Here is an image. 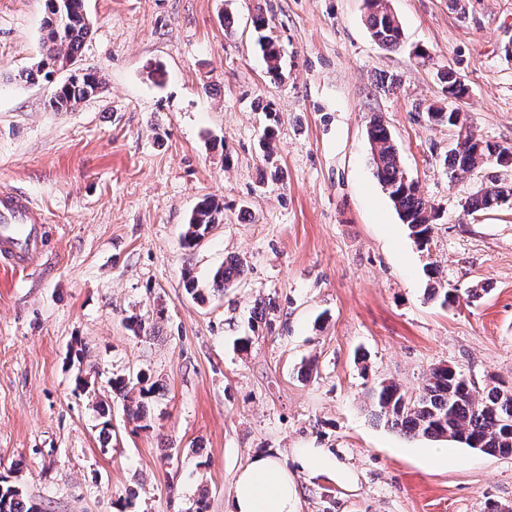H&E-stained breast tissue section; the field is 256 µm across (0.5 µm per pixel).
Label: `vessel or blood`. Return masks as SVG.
Here are the masks:
<instances>
[{
	"label": "vessel or blood",
	"instance_id": "b4317fda",
	"mask_svg": "<svg viewBox=\"0 0 512 512\" xmlns=\"http://www.w3.org/2000/svg\"><path fill=\"white\" fill-rule=\"evenodd\" d=\"M49 228L30 199L9 188L0 189V264L27 269L40 252Z\"/></svg>",
	"mask_w": 512,
	"mask_h": 512
}]
</instances>
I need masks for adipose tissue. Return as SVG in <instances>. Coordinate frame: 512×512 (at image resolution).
I'll list each match as a JSON object with an SVG mask.
<instances>
[{
  "label": "adipose tissue",
  "instance_id": "1",
  "mask_svg": "<svg viewBox=\"0 0 512 512\" xmlns=\"http://www.w3.org/2000/svg\"><path fill=\"white\" fill-rule=\"evenodd\" d=\"M325 475L337 484L353 483L354 473L324 448H298L292 462L255 453L236 473L227 512H299L295 470Z\"/></svg>",
  "mask_w": 512,
  "mask_h": 512
}]
</instances>
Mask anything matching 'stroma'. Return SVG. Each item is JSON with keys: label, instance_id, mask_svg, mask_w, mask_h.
Instances as JSON below:
<instances>
[{"label": "stroma", "instance_id": "1", "mask_svg": "<svg viewBox=\"0 0 512 512\" xmlns=\"http://www.w3.org/2000/svg\"><path fill=\"white\" fill-rule=\"evenodd\" d=\"M85 6L78 62L106 86L55 112L65 72L17 79L40 59L44 0H0V187L51 228L29 269L0 266V472L44 512H226L253 453L327 448L356 481L298 473L301 512H512V457L451 442L431 463L433 441L376 421L368 400L381 380L418 391L440 363L480 386L512 379V204L464 207L512 169L449 179L454 131L427 118L447 107L438 73L452 68L475 134L512 147V0H389L395 50L371 38L367 0ZM259 15L278 79L256 45ZM375 116L439 214L427 251L375 176ZM210 195L221 223L182 248ZM230 258L246 269L233 287L187 294L184 271L204 282ZM430 264L442 285L485 294L441 306ZM134 314L152 335H133ZM140 371L158 386L141 429L110 392Z\"/></svg>", "mask_w": 512, "mask_h": 512}]
</instances>
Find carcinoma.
<instances>
[{
	"label": "carcinoma",
	"instance_id": "cac0c4a2",
	"mask_svg": "<svg viewBox=\"0 0 512 512\" xmlns=\"http://www.w3.org/2000/svg\"><path fill=\"white\" fill-rule=\"evenodd\" d=\"M370 12L367 28L370 35L380 39L388 49L401 46L402 27L391 17L382 0H369ZM90 32V20L85 11V0H45L43 22L42 57L36 68L19 75L25 82L35 81L38 74L49 76L56 65H69L66 79L57 84L48 99V107L54 111L74 109L84 100L93 98L102 89V76L95 68L77 65L78 53ZM260 47L266 60L268 73L277 78L282 73L281 54L277 45L267 36L260 39ZM443 91L461 100L467 88L452 71L439 77ZM372 147L376 176L383 187L393 196V203L409 235L421 248L430 244L434 229L435 210L415 184L403 181L400 154L392 144V134L381 118L370 120L367 129ZM501 168L512 167V147L482 141V145L449 153L444 158L448 178L454 179L485 165ZM512 200V183L489 180L487 192L473 194L465 201V208L472 213L493 210ZM223 207L215 198L206 196L193 209L185 225L181 243L185 248L195 247L220 223ZM245 266L239 260H229L215 269L210 285L186 275L188 294L205 302L210 290L222 291L244 275ZM486 288L477 284L465 293L456 288L431 286L429 298L440 300L446 307L480 299ZM143 374L136 377H116L111 382L112 393L127 400L135 384L144 382ZM153 388H140L139 400L134 407H126L129 418L138 422L144 418V399ZM369 399L373 415L385 425L410 438L448 439L483 453L512 456V383L496 377L483 388L464 376L461 371L438 364L431 368L422 389L409 394L394 382L380 381L370 389ZM0 512H41L36 504L24 498L20 488L0 475Z\"/></svg>",
	"mask_w": 512,
	"mask_h": 512
}]
</instances>
